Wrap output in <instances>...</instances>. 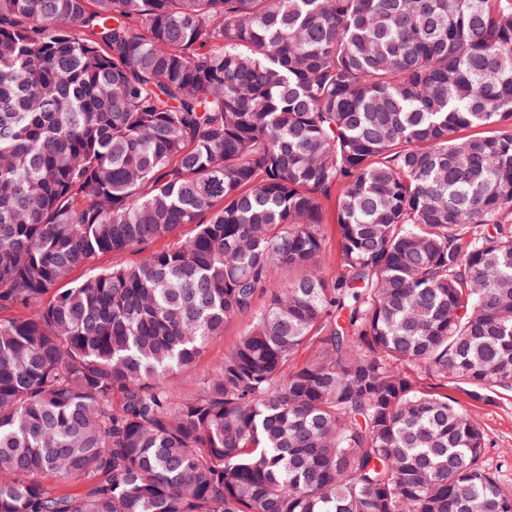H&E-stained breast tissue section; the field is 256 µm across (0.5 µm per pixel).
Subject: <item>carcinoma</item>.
Returning a JSON list of instances; mask_svg holds the SVG:
<instances>
[{
  "instance_id": "1",
  "label": "carcinoma",
  "mask_w": 512,
  "mask_h": 512,
  "mask_svg": "<svg viewBox=\"0 0 512 512\" xmlns=\"http://www.w3.org/2000/svg\"><path fill=\"white\" fill-rule=\"evenodd\" d=\"M19 307L0 512H512L448 397L512 394V0H0ZM336 199L333 195L330 201L327 203L326 210V254L327 261L322 268V275L331 280L336 276V251L338 249V235L336 231V221H335V205ZM194 233V226H183L176 230V232L170 236L169 238L162 240L160 242L152 243L150 245L139 247L134 250H129L120 253H107L99 256L94 261V266L104 269V268H112V266L116 265H124L130 264L136 261H139L140 258L147 252L154 251L156 249H160L163 246L176 244L186 238L190 237ZM246 328V320L229 322L224 328V336L211 342L197 360L189 374L173 373L164 382L177 399L198 391L214 374L217 365L224 359L236 339Z\"/></svg>"
}]
</instances>
